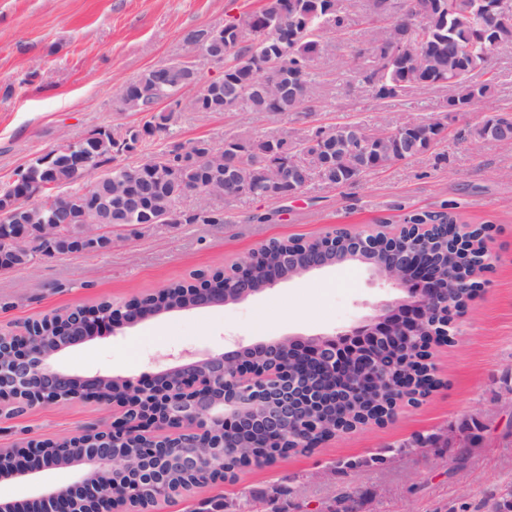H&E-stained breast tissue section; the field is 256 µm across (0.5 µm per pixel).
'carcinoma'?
<instances>
[{"label":"carcinoma","mask_w":512,"mask_h":512,"mask_svg":"<svg viewBox=\"0 0 512 512\" xmlns=\"http://www.w3.org/2000/svg\"><path fill=\"white\" fill-rule=\"evenodd\" d=\"M413 6L395 17L390 26L379 27L370 43L376 67L366 76L376 97L392 98L415 88L446 87L448 111L456 112L477 100L492 96L493 81H476L477 75L490 73L494 54L491 44L482 41L481 33L494 27V43L500 47L512 44V22L494 23L485 0H409ZM348 0H266L264 6L241 20L214 28L220 35L218 48L224 65L221 76L207 80L201 65L208 62L176 60L141 73L126 84L119 97L123 112H144L143 124L131 126L114 134L107 130L94 139L90 149L96 158L86 172H77L72 164L75 152L61 145L54 150L52 161L44 166L27 165L23 182H14L0 189V203L13 197L18 187L24 190L67 188L44 202L65 201V196L80 199L89 187L110 190L135 182L146 192V212L124 213L118 199H112V216L126 224H145L146 215L168 213L180 218L182 224L220 223L218 215L179 214L176 201L183 197L181 187L204 182L210 170L192 160L195 155L224 153V193L256 198L274 196L266 185L267 169L275 159L288 155L309 156L302 167L309 170L308 181L332 186L355 181L364 174L387 168L422 154L438 143L442 127L438 122H420L400 134L397 139L384 140L382 130L362 122H348L329 128H318L308 138L290 143L286 139H255L230 136L221 143L198 139L188 144L173 143L144 158L135 167H112L102 170L114 156L131 153L163 134H170L177 122L176 110L160 109L165 100L175 106L185 97L199 96V112L287 113L312 111L315 95L316 62L325 50L323 38L330 36L340 42L348 40L345 23ZM281 76L280 94H268L262 87L265 77ZM91 181L84 183L82 179ZM403 244L419 250H432L441 264L458 274L470 272L480 264V249L469 258L450 248L448 243L432 239L423 242L407 237ZM284 250L280 241L267 243L263 261L255 268L254 277L266 280L281 270L279 257ZM157 305L179 304L190 298L183 283H173L153 295ZM382 369L390 374L416 376L423 385L427 368L416 357H400L386 352ZM321 405L315 417L330 433L349 430L353 423L381 409L382 401L364 400L357 393L339 403L330 393L320 396ZM224 440L240 449L239 455L224 466L222 480H235L237 471L260 460L272 463L286 458L285 449L264 448L257 437L231 433Z\"/></svg>","instance_id":"1"}]
</instances>
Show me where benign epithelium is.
I'll list each match as a JSON object with an SVG mask.
<instances>
[{"label":"benign epithelium","mask_w":512,"mask_h":512,"mask_svg":"<svg viewBox=\"0 0 512 512\" xmlns=\"http://www.w3.org/2000/svg\"><path fill=\"white\" fill-rule=\"evenodd\" d=\"M488 12L503 21L512 19L509 0H492ZM301 172L288 162H273L269 167L272 186L294 183ZM46 214L38 224L11 225L9 244L18 250H34V255H58L54 247L77 242L85 251L112 248V232L122 228L112 223V206L102 211L97 223L72 227L57 207H38ZM426 224H404L386 240L360 232L350 236L344 250L332 253L311 247L300 240L298 248L281 255L282 275L265 281L253 277L264 247L235 264L232 287L224 286L227 272L215 271L191 282L193 298L179 307H158L144 296L137 303L113 305L105 311L82 309L76 323L57 326L56 335L42 337V346L34 349L33 324L20 334L0 335V404L13 411L35 404H60L62 400L92 399L107 401L119 409L112 427L99 430L95 442L69 443L54 448L53 454L31 446L0 464V479L18 478L45 469L74 468L78 480L72 489L47 486L39 502L45 512H122L116 499L126 505L138 503L143 482L156 485V499H167L183 491L166 483L169 474L187 475L221 469L232 449L224 446L223 434L236 429L246 432L255 426L269 437L288 434L300 436L305 448H316L310 441L319 425L301 410L297 393L316 381L328 387L336 383L357 384L368 394L375 392L399 403L398 395L407 391L408 381L395 380L379 370L378 353L387 348L408 355L421 343L433 323L449 317L445 329L448 342L459 335L456 306L466 292L463 282L453 278L441 265L419 259L418 253L398 247L400 238L418 236ZM347 261L370 267L372 276L403 293V296L375 306L366 315L334 334L312 338L282 337L268 342L237 345L218 354L197 357L185 352L172 366L160 369L148 378L140 376H83L59 365L60 355L69 347L149 316L177 309L238 303L277 286L283 281L302 278ZM288 351L292 367L256 376L250 372V360L276 361ZM119 386L122 397H106V386ZM160 428L172 429L179 438L173 448L121 447L127 433L145 434ZM441 439L450 448L465 447V435L455 426L448 427ZM123 473L128 481L117 495L103 497L100 477Z\"/></svg>","instance_id":"1"}]
</instances>
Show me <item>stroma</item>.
<instances>
[{
    "instance_id": "obj_1",
    "label": "stroma",
    "mask_w": 512,
    "mask_h": 512,
    "mask_svg": "<svg viewBox=\"0 0 512 512\" xmlns=\"http://www.w3.org/2000/svg\"><path fill=\"white\" fill-rule=\"evenodd\" d=\"M372 0H351L346 13L351 45L330 48L317 64L312 113L183 112L176 140L217 141L233 135L297 141L316 128L349 121L396 128L441 122L444 138L428 152L355 181L309 184L288 199L240 196L216 203L197 195L177 211L216 207L220 224H131L115 233L110 252L36 257L26 268L0 271V331L74 307L120 303L170 283L230 268L269 240L313 239L343 226L395 232L407 214L448 204L458 223L488 229L494 256L478 275L480 295L459 321V340L433 349L439 387L419 406L400 404L394 418L340 433L308 453L241 470L236 481L195 488L156 503L150 512H192L214 499L233 501L247 491L287 488L271 512H310L341 495L360 512H484L512 488V404L500 401L512 385V145L472 144L466 130L512 111V45L492 60L491 98L464 112L448 109L444 87L375 97L360 73L372 55L354 57L371 38ZM265 0H0V185L14 181L29 159L93 131H121L144 114L121 112L124 85L147 68L189 57L183 41L192 28L223 26L258 11ZM362 266L328 268L285 281L237 304L149 317L70 348L63 366L87 376L147 374L183 351L218 353L234 341L251 344L285 335L331 334L391 300ZM494 417L473 449L467 475L456 474L449 452L420 444L481 410ZM111 403L80 399L37 404L21 413L0 409V448L52 441L85 428L111 425ZM73 470L49 469L35 480L0 481V503L22 508L44 486L66 488Z\"/></svg>"
}]
</instances>
